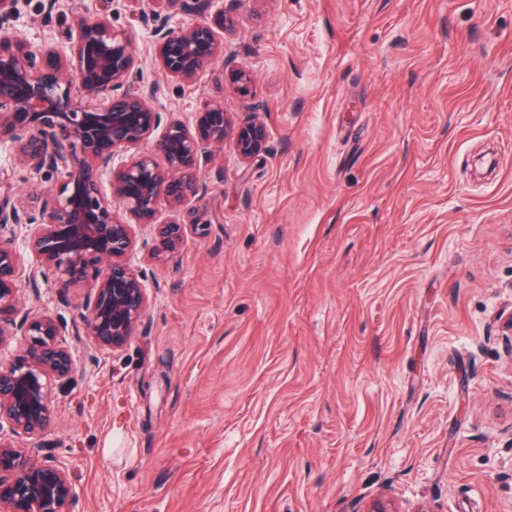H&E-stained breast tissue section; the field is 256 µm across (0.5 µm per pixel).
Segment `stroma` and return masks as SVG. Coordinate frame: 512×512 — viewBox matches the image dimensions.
I'll list each match as a JSON object with an SVG mask.
<instances>
[{
	"label": "stroma",
	"mask_w": 512,
	"mask_h": 512,
	"mask_svg": "<svg viewBox=\"0 0 512 512\" xmlns=\"http://www.w3.org/2000/svg\"><path fill=\"white\" fill-rule=\"evenodd\" d=\"M14 29L60 39L97 0ZM237 27L155 107L219 100L266 129L209 147L213 224L167 262L135 225L148 297L122 349L73 347L41 442L75 512H512V0H219ZM112 23L144 64L125 0ZM252 78L236 93L230 71ZM30 276L21 303L76 320L87 283Z\"/></svg>",
	"instance_id": "1"
}]
</instances>
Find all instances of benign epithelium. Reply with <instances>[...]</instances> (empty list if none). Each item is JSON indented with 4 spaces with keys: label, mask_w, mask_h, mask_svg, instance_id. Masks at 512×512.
Returning a JSON list of instances; mask_svg holds the SVG:
<instances>
[{
    "label": "benign epithelium",
    "mask_w": 512,
    "mask_h": 512,
    "mask_svg": "<svg viewBox=\"0 0 512 512\" xmlns=\"http://www.w3.org/2000/svg\"><path fill=\"white\" fill-rule=\"evenodd\" d=\"M146 2L156 61L171 77L192 83L206 67L224 61L221 33L234 27L224 11L193 27L175 29L162 12L179 0ZM24 0H0V144L15 167L44 173L52 184L31 196L0 197V343L16 337L18 354L0 362V428L41 437L50 422L51 380L75 371L72 346L87 338L116 351L132 338L147 307L140 275L126 262L135 248L133 224L153 225L152 259L179 252L189 230L212 223L208 212L188 206L208 192L200 161L211 145L233 135L238 155L249 160L264 146L262 124L231 126L224 103L206 101L190 129L163 118L154 106L156 83L145 74L131 37L112 25V0L82 20L64 39L35 45L10 25ZM146 146L116 167L118 151ZM165 165H160L157 157ZM169 217L159 216L160 206ZM60 287L91 280L79 325L20 308L26 280L13 247L15 228ZM76 492L67 470L42 454L0 437V512H73ZM357 512H398L378 497Z\"/></svg>",
    "instance_id": "1"
}]
</instances>
